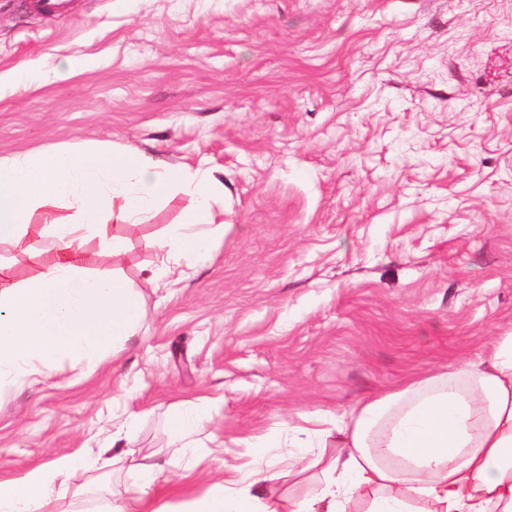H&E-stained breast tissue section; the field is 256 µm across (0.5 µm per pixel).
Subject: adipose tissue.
Returning a JSON list of instances; mask_svg holds the SVG:
<instances>
[{
    "mask_svg": "<svg viewBox=\"0 0 512 512\" xmlns=\"http://www.w3.org/2000/svg\"><path fill=\"white\" fill-rule=\"evenodd\" d=\"M193 199L183 220L150 241L159 263L154 284L186 279L224 235L212 223L218 182L206 172L176 168L140 152L87 149L24 155L0 162V243L22 240L38 211L67 204L68 221L42 225L57 250L38 275L18 281L0 263V392L32 382L67 358L98 365L122 348L145 318L144 299L132 285L96 276L81 255L91 241L120 255L124 238L113 223L134 227L177 193ZM210 422L186 403L171 421L182 454ZM337 452L319 468L311 491L266 495L267 470L281 458L272 445L255 448V464L212 483L184 512H512V332L486 361L467 362L353 407L334 429ZM62 456L23 477L0 479V512H52L56 480L72 472Z\"/></svg>",
    "mask_w": 512,
    "mask_h": 512,
    "instance_id": "obj_1",
    "label": "adipose tissue"
}]
</instances>
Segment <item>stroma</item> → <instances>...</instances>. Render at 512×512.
I'll use <instances>...</instances> for the list:
<instances>
[{
	"label": "stroma",
	"instance_id": "stroma-1",
	"mask_svg": "<svg viewBox=\"0 0 512 512\" xmlns=\"http://www.w3.org/2000/svg\"><path fill=\"white\" fill-rule=\"evenodd\" d=\"M88 64L68 68L71 56ZM0 161L91 146L208 171L224 227L188 280L158 288L149 240L179 193L114 227L91 271L139 288L147 317L116 357L65 361L0 398V479L128 444L73 470L54 512L103 500L181 512L252 451L305 446L357 402L492 352L512 332V0H0ZM36 213L0 244L16 279L54 245ZM211 423L193 458L168 433L186 402ZM155 466L140 492L126 456Z\"/></svg>",
	"mask_w": 512,
	"mask_h": 512
}]
</instances>
